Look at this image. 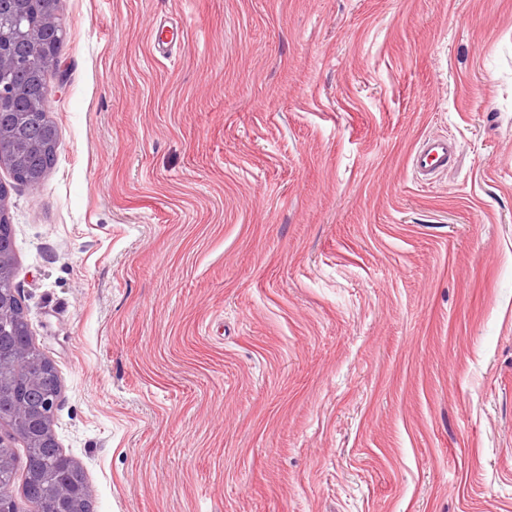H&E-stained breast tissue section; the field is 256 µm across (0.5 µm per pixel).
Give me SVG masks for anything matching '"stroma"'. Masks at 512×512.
I'll list each match as a JSON object with an SVG mask.
<instances>
[{
	"label": "stroma",
	"mask_w": 512,
	"mask_h": 512,
	"mask_svg": "<svg viewBox=\"0 0 512 512\" xmlns=\"http://www.w3.org/2000/svg\"><path fill=\"white\" fill-rule=\"evenodd\" d=\"M58 15L0 184L93 512H512V0ZM460 153V145L455 140L434 137L424 141L411 158V167L421 181H430L434 176L446 171ZM35 153H24L18 150L12 159L6 160L5 165L14 178L18 172H22L27 176L26 184H29L30 180L40 182L43 179L47 170L54 164L56 153L52 156L45 154L35 156L33 155Z\"/></svg>",
	"instance_id": "stroma-1"
}]
</instances>
